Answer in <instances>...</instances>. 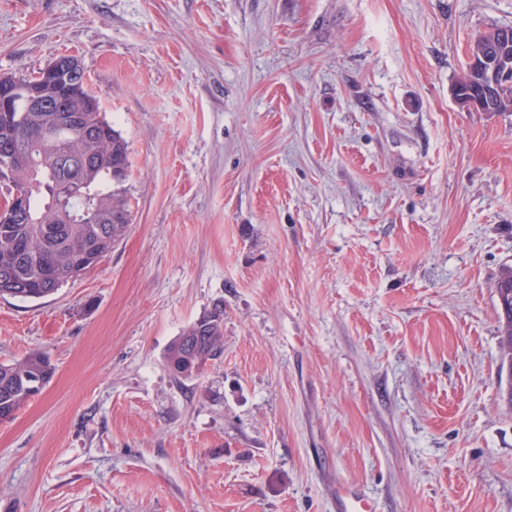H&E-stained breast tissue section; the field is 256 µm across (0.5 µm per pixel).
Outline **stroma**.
Masks as SVG:
<instances>
[{"label": "stroma", "instance_id": "35a3bbf8", "mask_svg": "<svg viewBox=\"0 0 512 512\" xmlns=\"http://www.w3.org/2000/svg\"><path fill=\"white\" fill-rule=\"evenodd\" d=\"M512 0H0V76L61 56L128 145L131 224L0 297V512H512L495 287L512 112L451 87ZM224 351L172 343L216 302ZM50 358L43 351H32L18 360L0 363V421L15 413L37 395L54 374ZM328 495L336 512H372L370 502L363 492L338 479L336 485L329 489Z\"/></svg>", "mask_w": 512, "mask_h": 512}]
</instances>
